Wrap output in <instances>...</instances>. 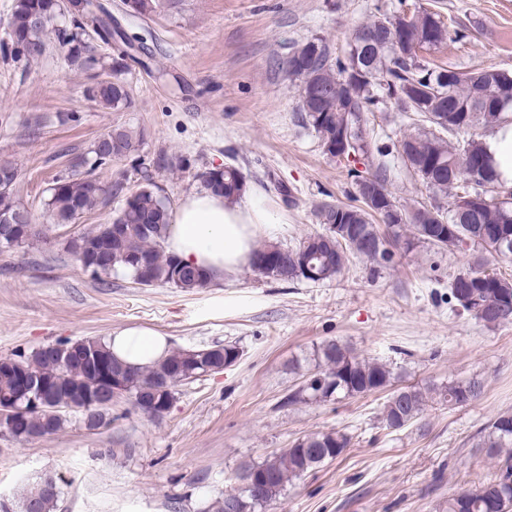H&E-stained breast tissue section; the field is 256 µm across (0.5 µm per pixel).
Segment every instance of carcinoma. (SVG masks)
<instances>
[{"label":"carcinoma","mask_w":512,"mask_h":512,"mask_svg":"<svg viewBox=\"0 0 512 512\" xmlns=\"http://www.w3.org/2000/svg\"><path fill=\"white\" fill-rule=\"evenodd\" d=\"M162 8V0L116 4L120 16L143 20ZM63 13L60 0H15L8 23L11 58L39 59L48 45L51 22ZM65 14L70 26L55 29L64 57L86 72L109 71L108 78L87 87L89 100L116 111L131 108L133 100L122 75L131 61L150 68L151 53L133 43L101 0H79L78 8ZM449 37L440 12L425 9L408 20L397 10L356 28L341 55L333 54L322 38L293 47L281 69L289 79L299 81L300 118L316 133L326 155L338 157L339 144L353 154L348 176L356 187L357 204L319 206L316 216L325 232L310 235L294 247L258 245L250 262L254 272L279 281L319 284L336 279L352 257L370 262L374 275L393 261L396 250L407 253L417 243L443 250L472 245L482 256L452 277L448 301L488 326L512 323V275L489 268L492 259L512 261V200H507L512 188L499 182L483 141L473 137L462 145L452 141L461 132L468 134L477 127L491 130L512 120V73L493 69L458 72L419 61L416 46L437 48ZM100 43L110 49L108 56L98 53ZM356 53L364 70L357 75L352 72ZM382 101L428 123L400 140L397 154L429 191L451 199L448 209L432 204L402 208L389 191L384 161L389 149L372 146L365 119ZM140 138L139 132L117 127L95 140L67 173L53 181L44 210L54 224H74L120 197L122 206L112 214V222L70 238L69 252L81 256L89 272L101 265L106 274L121 271L140 286L205 288L207 277L201 270L182 265L165 251L171 211L153 176L155 171L186 169L188 164L160 153L142 170L134 191L116 181L109 193L95 176L96 170L112 161L133 156ZM195 177L228 201L239 198L246 188V176L235 166L207 168ZM471 196L480 199L481 206L467 211L460 200ZM21 211L26 207L16 198L14 187H0V218ZM336 223L342 231L339 239L330 228ZM205 353L204 348H175L152 367L121 364L119 368L127 376L131 397L151 398L169 408L178 386L206 373L209 360ZM319 354L322 363L288 390L284 404L338 401L392 386L388 365L361 358L336 341L323 345ZM18 357V367L0 368V396L17 390L21 372L50 385L46 409L26 413V441L60 431L65 408L81 407L86 394L106 387V380L85 363L52 357L41 349ZM482 392L483 384L477 379L450 382L437 389L399 387L386 401L383 421L386 427L399 429L421 419L434 394L453 406L475 401ZM351 440L340 430L315 432L255 464L258 469L274 470L277 480L254 495L240 493L241 512H259L290 481L344 455ZM477 445L493 461L494 475L479 489L448 498V512H512V413L492 419Z\"/></svg>","instance_id":"carcinoma-1"}]
</instances>
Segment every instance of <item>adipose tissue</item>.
<instances>
[{"instance_id":"adipose-tissue-1","label":"adipose tissue","mask_w":512,"mask_h":512,"mask_svg":"<svg viewBox=\"0 0 512 512\" xmlns=\"http://www.w3.org/2000/svg\"><path fill=\"white\" fill-rule=\"evenodd\" d=\"M288 218L253 188L235 202L203 189L183 198L171 214L165 247L182 263L204 269L212 278L239 272L250 260L258 234L276 237ZM105 346L118 360L149 366L168 350V339L148 328H125Z\"/></svg>"}]
</instances>
